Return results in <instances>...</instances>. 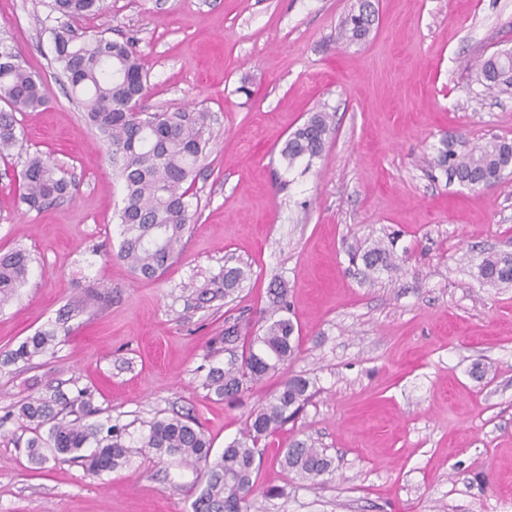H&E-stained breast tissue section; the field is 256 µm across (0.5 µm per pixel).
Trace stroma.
I'll use <instances>...</instances> for the list:
<instances>
[{
	"label": "stroma",
	"mask_w": 512,
	"mask_h": 512,
	"mask_svg": "<svg viewBox=\"0 0 512 512\" xmlns=\"http://www.w3.org/2000/svg\"><path fill=\"white\" fill-rule=\"evenodd\" d=\"M355 4L106 0L75 21L133 42L146 111L210 115L192 233L144 280L116 256L121 183L55 60V19L42 0H0V35L48 97L19 114V144L0 158V252L31 259L0 308V351L53 326L61 336L31 366H0V512H191L204 482L138 448L97 477L35 468L29 431L6 413L48 382L91 390L135 436L190 412L218 453L293 374L315 395L267 439L248 512H512V283L483 284L476 269L512 253V175L473 190L429 165L445 145L512 141V89L477 81L480 61L512 50V0H372L369 37L348 45L338 26ZM321 109L335 115L322 156L288 167L283 142ZM33 153L76 186L39 211L13 180ZM379 240L396 268L351 261ZM234 266L250 272L241 287L199 304L196 288ZM278 281L301 354L239 400L216 397L203 381L230 354L211 340L229 325L261 334ZM307 440L334 459L314 485L278 462ZM272 486L280 496H265Z\"/></svg>",
	"instance_id": "35a3bbf8"
}]
</instances>
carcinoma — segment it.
<instances>
[{"label": "carcinoma", "instance_id": "cac0c4a2", "mask_svg": "<svg viewBox=\"0 0 512 512\" xmlns=\"http://www.w3.org/2000/svg\"><path fill=\"white\" fill-rule=\"evenodd\" d=\"M50 12L60 25L51 29L55 60L62 67L89 121L98 130L112 160V171L122 181L124 197L119 210L120 243L117 257L141 278L156 279L175 262L193 223L188 189L208 144L209 113L145 112L139 104L148 93L147 73L132 42L103 35L76 42L67 22L104 10V0H50ZM375 10L371 0H358L341 21L339 38L354 43L365 40L372 28ZM479 81L491 89L512 87V58L491 56L479 65ZM0 156H8L19 143L16 113L46 105L42 79L27 71L6 40L0 38ZM334 115L319 110L285 140L280 154L292 166L301 159L312 162L322 155L330 136ZM431 164L459 182L491 186L512 170V142L494 140L457 153L438 150ZM20 200L40 210L70 194L71 182L56 164L39 155L26 158L20 173ZM372 272L396 266L394 251L377 243L361 255ZM30 274L29 255L21 250L0 253V307L17 297ZM242 267L224 269L199 291L209 301L229 296L247 279ZM484 284L512 283V254H491L478 264ZM58 343L57 329L38 331L6 361L33 364ZM301 351L300 337L288 318L269 322L263 335L253 336L225 367H211L205 387L218 397L236 400L251 386L278 373ZM308 379L284 378L279 389L262 407L251 413L241 436L211 458L212 444L195 419L186 415L155 418L146 424L137 440L139 447L156 458L175 457L186 466L204 469L205 484L192 503V512H247L254 491L261 455L259 445L294 418L312 397ZM100 409L92 392L77 390L68 398L49 385L43 394L27 398L16 417L33 436L26 449L31 462L43 466L49 460L82 465L99 476L128 461L127 426L108 417L96 419ZM95 446L90 454L83 450ZM51 451L48 458L45 451ZM281 467L311 483L331 472L333 459L313 441H297L279 451Z\"/></svg>", "mask_w": 512, "mask_h": 512}]
</instances>
